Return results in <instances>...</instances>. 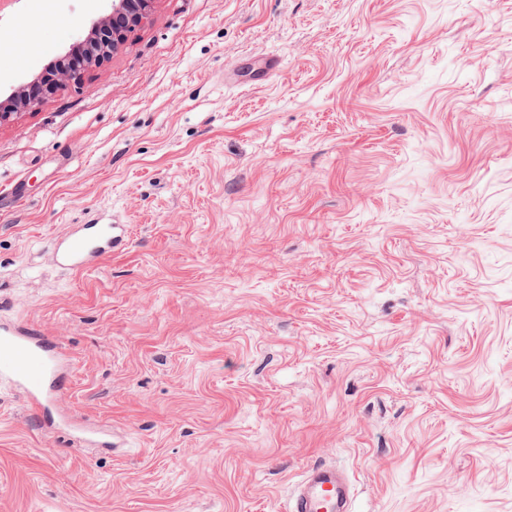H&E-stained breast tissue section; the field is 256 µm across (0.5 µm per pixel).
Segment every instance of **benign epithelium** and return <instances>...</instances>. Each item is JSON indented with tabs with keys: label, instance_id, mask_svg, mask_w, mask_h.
<instances>
[{
	"label": "benign epithelium",
	"instance_id": "7a95c632",
	"mask_svg": "<svg viewBox=\"0 0 512 512\" xmlns=\"http://www.w3.org/2000/svg\"><path fill=\"white\" fill-rule=\"evenodd\" d=\"M149 0H112V24L103 21L93 28L78 49L84 56L71 58L72 66L64 67L56 74L37 80L40 91L28 93L22 90L8 101L0 103V122L10 118L21 108H33L54 95L68 77L79 73L84 67L98 63L104 54L124 37L121 25L135 26L143 21Z\"/></svg>",
	"mask_w": 512,
	"mask_h": 512
}]
</instances>
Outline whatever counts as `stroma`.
Wrapping results in <instances>:
<instances>
[{"mask_svg":"<svg viewBox=\"0 0 512 512\" xmlns=\"http://www.w3.org/2000/svg\"><path fill=\"white\" fill-rule=\"evenodd\" d=\"M112 0H0V101ZM34 47L15 53L14 35ZM122 224L82 270L53 247ZM0 512H512V0H151L0 122ZM55 347L21 326L0 327V379L8 380L39 416L54 384ZM351 491L346 476L336 467L313 468L290 500L291 512H348Z\"/></svg>","mask_w":512,"mask_h":512,"instance_id":"stroma-1","label":"stroma"}]
</instances>
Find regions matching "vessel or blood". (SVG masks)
I'll use <instances>...</instances> for the list:
<instances>
[{"label": "vessel or blood", "instance_id": "vessel-or-blood-1", "mask_svg": "<svg viewBox=\"0 0 512 512\" xmlns=\"http://www.w3.org/2000/svg\"><path fill=\"white\" fill-rule=\"evenodd\" d=\"M125 230L120 224L86 225L57 244L55 260L81 270L94 264L112 246L121 243ZM57 365L55 348L44 336L20 326L0 327V379L8 380L38 414L54 384ZM351 491L346 476L336 467L313 468L290 502L291 512H349Z\"/></svg>", "mask_w": 512, "mask_h": 512}]
</instances>
